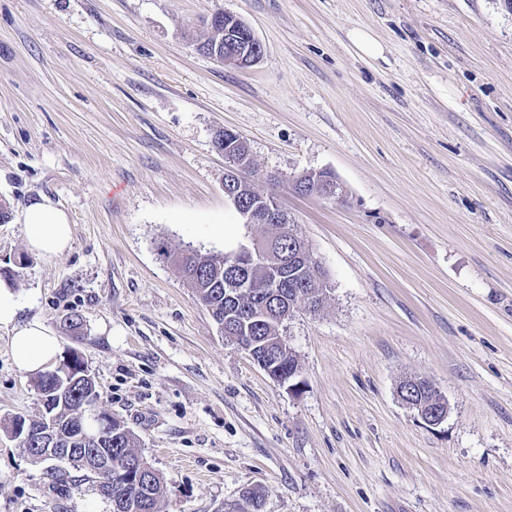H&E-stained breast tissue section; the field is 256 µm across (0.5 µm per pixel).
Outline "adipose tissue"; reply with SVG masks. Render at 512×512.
Returning <instances> with one entry per match:
<instances>
[{
    "mask_svg": "<svg viewBox=\"0 0 512 512\" xmlns=\"http://www.w3.org/2000/svg\"><path fill=\"white\" fill-rule=\"evenodd\" d=\"M22 222L30 249L45 256L67 252L72 241V226L67 214L48 201L24 208ZM11 332V353L16 366L29 373L51 367L58 354L55 335L36 320L20 322L19 306L13 297L0 290V328Z\"/></svg>",
    "mask_w": 512,
    "mask_h": 512,
    "instance_id": "adipose-tissue-1",
    "label": "adipose tissue"
}]
</instances>
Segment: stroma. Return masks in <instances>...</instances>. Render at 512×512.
Returning a JSON list of instances; mask_svg holds the SVG:
<instances>
[{"mask_svg":"<svg viewBox=\"0 0 512 512\" xmlns=\"http://www.w3.org/2000/svg\"><path fill=\"white\" fill-rule=\"evenodd\" d=\"M236 15L252 67L198 51ZM380 47L363 54L355 32ZM276 189L327 301L282 337L299 387L226 339L157 242L224 254L262 237L224 196L220 129ZM326 170L345 201L294 192ZM48 200L67 253L30 251ZM0 286L95 377L160 474L164 512H512V9L504 0H0ZM236 225L234 242L225 225ZM80 335L61 331L68 313ZM0 328V512H112L5 430L42 409ZM448 402L431 426L408 377ZM29 248L41 255L58 256L70 249L72 226L67 214L47 200L33 202L22 212Z\"/></svg>","mask_w":512,"mask_h":512,"instance_id":"stroma-1","label":"stroma"}]
</instances>
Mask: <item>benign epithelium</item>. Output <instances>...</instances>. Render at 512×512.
Listing matches in <instances>:
<instances>
[{
  "label": "benign epithelium",
  "instance_id": "obj_1",
  "mask_svg": "<svg viewBox=\"0 0 512 512\" xmlns=\"http://www.w3.org/2000/svg\"><path fill=\"white\" fill-rule=\"evenodd\" d=\"M239 19L224 14V56L220 61L233 64L239 68H248L253 66L263 54V47L254 33L246 28L243 30V37H238ZM224 157L228 161L224 173V195L230 197L234 195V189L237 182L240 181L241 171L245 168L247 161L238 156H233L229 152H224ZM308 179L306 185L314 186L315 190L325 194V197L341 201L347 194L345 186L339 182L327 177L324 172L307 173ZM242 215L247 224H268L271 228L270 237L276 238L284 232L278 221L282 219V211L278 200L268 196L262 198V202L256 205H246L242 207ZM237 268V278L244 277L251 270L262 267L265 269L270 279L267 287L276 286L277 275L295 268L300 272L302 282H318L321 280L322 268L317 261L309 254L300 238H295V246L288 255L275 253L264 241H254L252 246L242 249L233 262ZM98 399L93 398L83 403L80 410V419L86 423V428L81 430L79 435L72 438L68 446H60L57 440V433L53 429L52 416H47L38 421H34L24 416L14 417L15 428L12 437L15 439H30L33 437L41 441V447L36 452L42 459L56 462H74L78 457L89 459L97 454L93 445L97 444L101 436L109 430L111 416L97 411ZM410 405L417 409L421 418L430 425L441 423L447 414L445 401L441 400L438 404H423L421 402H410ZM98 471L102 475L100 490L105 495H112V461L109 458L98 460Z\"/></svg>",
  "mask_w": 512,
  "mask_h": 512
}]
</instances>
